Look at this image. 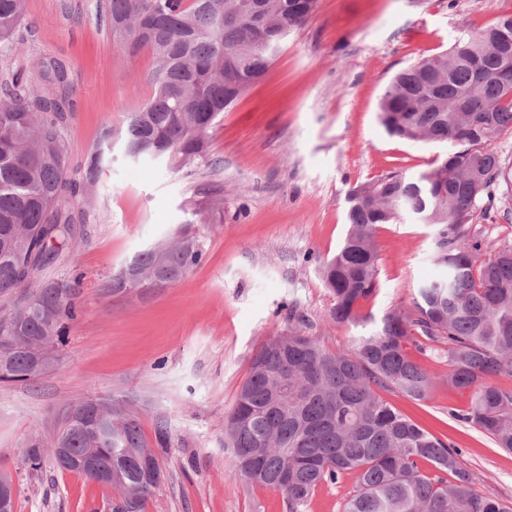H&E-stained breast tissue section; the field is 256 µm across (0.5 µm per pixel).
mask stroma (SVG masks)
I'll return each mask as SVG.
<instances>
[{
	"label": "stroma",
	"mask_w": 512,
	"mask_h": 512,
	"mask_svg": "<svg viewBox=\"0 0 512 512\" xmlns=\"http://www.w3.org/2000/svg\"><path fill=\"white\" fill-rule=\"evenodd\" d=\"M109 0H28L0 81L37 76L41 61L70 67L64 138L72 179L82 177L104 123L121 124L153 93V59L112 36ZM512 15V0H317L265 76L208 134V155L180 170L110 149L87 200L71 207L81 236L39 280L83 275L61 363L35 380L0 382V471L14 482V512H115L116 488L87 481L44 456L31 470L23 444L51 447L66 408L93 395L122 401L163 470L143 512H288L285 496L231 471L224 422L259 346L297 332L329 350L364 326L331 322L318 268L348 229L356 186L400 170L417 175L447 151L389 136L377 105L390 77L447 51L462 34ZM482 254L512 241V200L478 217ZM191 226L201 262L174 287H105L138 253ZM437 227L380 225L379 291L364 312L381 319L440 279ZM385 400L459 451L483 495L512 501V452L458 421L472 393L438 385L415 402ZM168 439L157 445L156 430ZM350 473L315 489L303 512H343Z\"/></svg>",
	"instance_id": "1"
}]
</instances>
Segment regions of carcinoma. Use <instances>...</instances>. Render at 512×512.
Segmentation results:
<instances>
[{
  "label": "carcinoma",
  "instance_id": "carcinoma-1",
  "mask_svg": "<svg viewBox=\"0 0 512 512\" xmlns=\"http://www.w3.org/2000/svg\"><path fill=\"white\" fill-rule=\"evenodd\" d=\"M302 0H111L112 34L132 54L154 61V93L103 140L119 141L134 160L163 158L179 169L207 155L208 131L274 60L308 17ZM26 0H0V48L9 47ZM40 81L53 96L15 79L0 95V381L42 376L31 349L60 344L75 317L83 275L66 288L48 280L31 288L36 272L57 259L53 244L75 234L67 205L94 185L105 162L97 150L81 181L68 176L63 128L70 111L66 63L48 59ZM380 120L391 136L446 143L453 149L418 176L390 171L348 197L346 238L320 268L336 324L372 320L362 305L378 290L374 234L405 214L440 226L436 262L444 281L418 289L410 307L387 312L377 328L346 349L327 350L289 333L264 342L225 418L234 475L282 492L289 512H302L322 482L357 474L343 512H512V502L477 493L459 450L383 400L378 391L424 401L443 381L472 392L467 423L512 451V392L486 378L512 373V243L480 260L475 220L493 203L492 187L512 193V166L495 149L512 131V15L458 37L445 53L397 72L385 86ZM202 257V244L181 230L170 242L139 253L106 284L126 291L182 280ZM40 299L32 306L30 300ZM438 350L448 377L422 367L408 346ZM79 456L96 448L119 472L121 512H139L156 490L130 464L150 451L137 419L117 401L88 396L69 405L53 446ZM44 449L25 444L32 470ZM432 471L425 473L420 463ZM456 481L448 483L443 474Z\"/></svg>",
  "mask_w": 512,
  "mask_h": 512
}]
</instances>
